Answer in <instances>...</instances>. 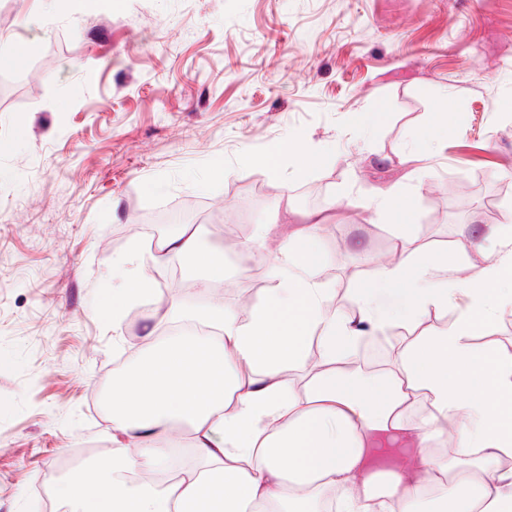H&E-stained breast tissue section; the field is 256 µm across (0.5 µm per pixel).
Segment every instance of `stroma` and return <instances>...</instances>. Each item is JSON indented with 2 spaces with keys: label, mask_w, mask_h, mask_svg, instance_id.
<instances>
[{
  "label": "stroma",
  "mask_w": 512,
  "mask_h": 512,
  "mask_svg": "<svg viewBox=\"0 0 512 512\" xmlns=\"http://www.w3.org/2000/svg\"><path fill=\"white\" fill-rule=\"evenodd\" d=\"M1 34L18 44L0 61V512H64V477L112 454L114 378L186 332L169 302L262 299L257 228L293 233L299 194L318 198L316 278L342 311L396 231L363 199L403 184V231L426 250L512 215V0H0ZM366 109L387 117L363 132ZM294 140L323 163L299 170ZM429 147L410 177L401 154ZM183 204L206 244L240 240L206 288L149 261L168 231L143 215ZM144 261L157 299L105 324L100 304Z\"/></svg>",
  "instance_id": "stroma-1"
}]
</instances>
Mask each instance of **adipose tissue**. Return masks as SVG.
Listing matches in <instances>:
<instances>
[{
	"label": "adipose tissue",
	"instance_id": "adipose-tissue-1",
	"mask_svg": "<svg viewBox=\"0 0 512 512\" xmlns=\"http://www.w3.org/2000/svg\"><path fill=\"white\" fill-rule=\"evenodd\" d=\"M320 221L276 248L275 282L247 319L223 305L195 312L214 336L151 342L117 376L111 457L66 480L70 512H412L424 499L455 512H512V417L494 419L512 397V351L477 348L479 319L512 314V297L492 298L512 280V224L488 229L483 242H458L464 264L424 253L398 233L388 259L358 280L353 317L330 304L316 279ZM154 259L198 260L200 287L224 276V253L203 251L198 236L160 238ZM156 296L137 270L103 302L104 321ZM454 309L436 334L417 336L393 368L364 372L365 336L413 328ZM318 358L302 383L287 367L304 364L307 342ZM196 432L210 469L174 486L148 479L175 445L176 425ZM453 437L455 451L436 454ZM383 439L414 446V461L379 470L369 451Z\"/></svg>",
	"mask_w": 512,
	"mask_h": 512
}]
</instances>
